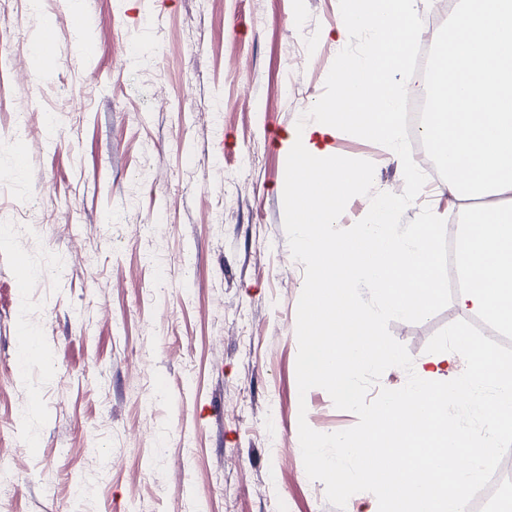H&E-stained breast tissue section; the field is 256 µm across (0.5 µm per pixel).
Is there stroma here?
<instances>
[{
    "mask_svg": "<svg viewBox=\"0 0 512 512\" xmlns=\"http://www.w3.org/2000/svg\"><path fill=\"white\" fill-rule=\"evenodd\" d=\"M69 5L0 0V127L28 121L22 177L0 139V512H375L369 492L330 504L298 437L302 417L357 422L298 394L304 266L283 209L288 138L344 47L339 0ZM331 146L402 194L393 151ZM425 206L455 238L459 200L422 189L404 221ZM460 318L453 301L389 329L419 362ZM26 327L42 352L21 370Z\"/></svg>",
    "mask_w": 512,
    "mask_h": 512,
    "instance_id": "stroma-1",
    "label": "stroma"
}]
</instances>
